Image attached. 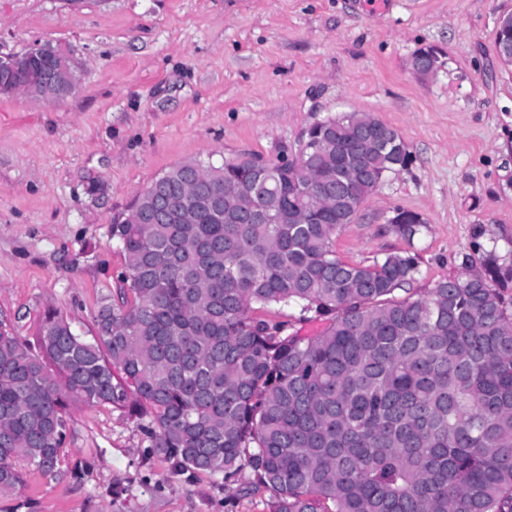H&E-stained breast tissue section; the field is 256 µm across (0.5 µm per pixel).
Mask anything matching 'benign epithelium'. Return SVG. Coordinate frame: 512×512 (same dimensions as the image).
I'll list each match as a JSON object with an SVG mask.
<instances>
[{
	"mask_svg": "<svg viewBox=\"0 0 512 512\" xmlns=\"http://www.w3.org/2000/svg\"><path fill=\"white\" fill-rule=\"evenodd\" d=\"M420 75H429L439 68L433 56H418L413 63ZM78 86L75 64L49 44L36 43L22 53L0 54V92L21 93L33 100L59 102L71 96ZM146 206L140 222L152 224L167 219L165 198L155 189L145 192Z\"/></svg>",
	"mask_w": 512,
	"mask_h": 512,
	"instance_id": "7a95c632",
	"label": "benign epithelium"
}]
</instances>
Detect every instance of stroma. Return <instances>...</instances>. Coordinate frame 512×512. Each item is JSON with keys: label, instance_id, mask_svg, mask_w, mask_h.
Returning <instances> with one entry per match:
<instances>
[{"label": "stroma", "instance_id": "1", "mask_svg": "<svg viewBox=\"0 0 512 512\" xmlns=\"http://www.w3.org/2000/svg\"><path fill=\"white\" fill-rule=\"evenodd\" d=\"M512 0H0V52L48 42L80 79L61 102L0 95V311L27 342L47 307L89 333L125 256L108 235L171 166L296 151L316 121L367 112L397 130L411 163L389 174L336 236L344 262L415 255L414 296L512 266V66L494 35ZM437 49L440 67L413 60ZM425 228L408 239L396 211ZM64 468L0 492V512H265L233 509L209 476L193 484L146 455L136 423L76 406Z\"/></svg>", "mask_w": 512, "mask_h": 512}]
</instances>
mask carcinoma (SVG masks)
Returning a JSON list of instances; mask_svg holds the SVG:
<instances>
[{
	"mask_svg": "<svg viewBox=\"0 0 512 512\" xmlns=\"http://www.w3.org/2000/svg\"><path fill=\"white\" fill-rule=\"evenodd\" d=\"M366 112L313 124L302 162L254 155L197 168L224 219L182 220L189 163L166 180L177 220L113 219L127 264L94 335L50 309L36 345L0 312V490L61 477L77 404L110 407L187 483L220 476L227 500L269 492L267 512H512V267L437 282L415 298L411 255L351 264L335 239L410 153L359 149ZM342 188L316 200L308 186ZM409 238L421 215L399 214ZM299 310L295 324L252 314Z\"/></svg>",
	"mask_w": 512,
	"mask_h": 512,
	"instance_id": "1",
	"label": "carcinoma"
}]
</instances>
